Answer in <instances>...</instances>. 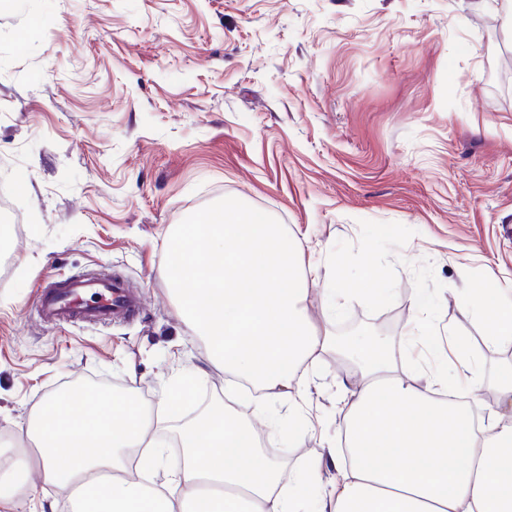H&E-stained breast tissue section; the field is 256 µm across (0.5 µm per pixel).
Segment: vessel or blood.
I'll return each instance as SVG.
<instances>
[{"label": "vessel or blood", "instance_id": "vessel-or-blood-1", "mask_svg": "<svg viewBox=\"0 0 512 512\" xmlns=\"http://www.w3.org/2000/svg\"><path fill=\"white\" fill-rule=\"evenodd\" d=\"M39 314L47 321L106 324L129 320L143 311V302L125 281L109 276L88 281L66 277L47 284L40 293Z\"/></svg>", "mask_w": 512, "mask_h": 512}]
</instances>
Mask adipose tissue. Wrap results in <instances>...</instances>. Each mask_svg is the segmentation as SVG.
Listing matches in <instances>:
<instances>
[{
    "label": "adipose tissue",
    "instance_id": "1",
    "mask_svg": "<svg viewBox=\"0 0 512 512\" xmlns=\"http://www.w3.org/2000/svg\"><path fill=\"white\" fill-rule=\"evenodd\" d=\"M167 275L179 312L209 349L212 365L267 395L295 403L301 364L340 350L308 315V275L284 225L234 204L180 225ZM465 312L486 327L490 348L512 346V290L472 288ZM361 373L345 387L340 432L350 462L317 512H512V361L497 369L494 410L474 421L469 404L441 400L445 366L397 363L378 341L355 349ZM190 380L163 389L154 408L127 397L47 398L21 434L27 450L0 448V512H14L37 473L71 512H309L327 466L307 455L298 471L267 457L253 424L223 403L184 423ZM173 431L181 466L159 475L155 437Z\"/></svg>",
    "mask_w": 512,
    "mask_h": 512
}]
</instances>
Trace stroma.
Wrapping results in <instances>:
<instances>
[{"instance_id": "stroma-1", "label": "stroma", "mask_w": 512, "mask_h": 512, "mask_svg": "<svg viewBox=\"0 0 512 512\" xmlns=\"http://www.w3.org/2000/svg\"><path fill=\"white\" fill-rule=\"evenodd\" d=\"M27 178L21 188L19 178ZM0 185L20 222L0 277V438L69 378L151 401L201 369L185 416L228 391L166 275L177 225L233 202L286 225L304 264L372 273L325 319L399 348L417 293L432 337L482 342L466 289L512 282V0H0ZM116 273L144 314L42 322L44 281ZM348 359L269 400L286 466L342 448Z\"/></svg>"}]
</instances>
